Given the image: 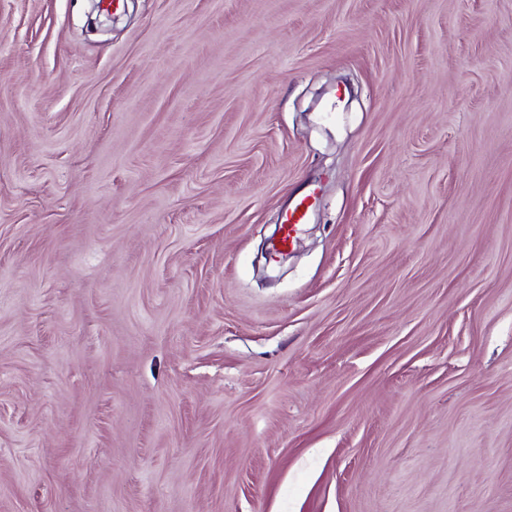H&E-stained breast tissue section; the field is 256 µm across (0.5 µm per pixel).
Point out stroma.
Masks as SVG:
<instances>
[{
  "mask_svg": "<svg viewBox=\"0 0 512 512\" xmlns=\"http://www.w3.org/2000/svg\"><path fill=\"white\" fill-rule=\"evenodd\" d=\"M93 5L0 0V512H512V0ZM313 194H308L296 200L288 209L282 224V235L279 241L281 246L292 243L297 235L299 224H305L309 218L313 207Z\"/></svg>",
  "mask_w": 512,
  "mask_h": 512,
  "instance_id": "obj_1",
  "label": "stroma"
}]
</instances>
